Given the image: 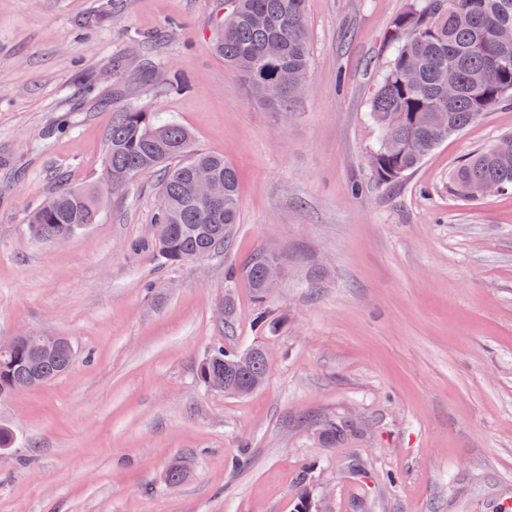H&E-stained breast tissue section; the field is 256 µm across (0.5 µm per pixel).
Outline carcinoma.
<instances>
[{
    "instance_id": "obj_1",
    "label": "carcinoma",
    "mask_w": 512,
    "mask_h": 512,
    "mask_svg": "<svg viewBox=\"0 0 512 512\" xmlns=\"http://www.w3.org/2000/svg\"><path fill=\"white\" fill-rule=\"evenodd\" d=\"M217 21L213 51L234 71L257 102L285 109L294 101L289 89L309 78L311 56L306 0H230ZM512 0H413L391 23L387 40L391 60L370 99L369 114L380 139L370 156L374 178L389 184L417 167L438 145L484 112L512 101ZM459 86L448 98V76ZM162 171L154 223L169 228L152 246L170 265L208 256L226 247L239 213V181L224 157L195 148L190 131L161 122L154 113L128 110L113 121L107 138L100 187L61 188L29 217L39 243L67 241L97 223L100 201L114 182H129L142 172ZM198 175L224 182V204L215 210L196 199L191 184ZM489 181L512 189V135L468 157L453 172L451 184L462 195L482 197ZM264 256L245 275L257 303L270 287L263 280ZM30 344L0 352V397L27 377ZM75 350L52 349L45 357L46 380L69 367ZM244 354L218 346L199 365L205 387L229 376L244 384L260 378L261 360L243 362Z\"/></svg>"
}]
</instances>
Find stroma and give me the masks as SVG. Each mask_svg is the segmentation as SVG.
<instances>
[{
  "mask_svg": "<svg viewBox=\"0 0 512 512\" xmlns=\"http://www.w3.org/2000/svg\"><path fill=\"white\" fill-rule=\"evenodd\" d=\"M411 0H307L310 87L255 102L211 48L223 0H0V337L70 339L71 368L0 397V512H512V189L449 177L512 134L485 112L376 184L369 98ZM149 52L160 70L139 79ZM183 73L190 91L166 84ZM156 112L237 170L230 246L169 266L151 249L160 178L108 195L64 243L30 235L59 186L98 184L119 112ZM283 258L256 324L244 277ZM233 316H225L226 303ZM261 344L265 384L202 386L217 345ZM337 437H328L327 423ZM187 471L165 481L173 463Z\"/></svg>",
  "mask_w": 512,
  "mask_h": 512,
  "instance_id": "stroma-1",
  "label": "stroma"
}]
</instances>
